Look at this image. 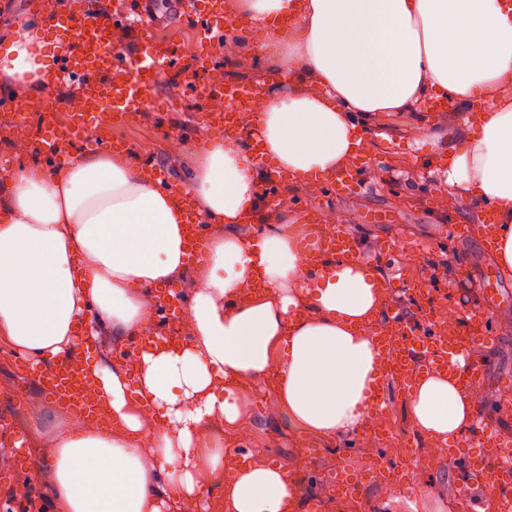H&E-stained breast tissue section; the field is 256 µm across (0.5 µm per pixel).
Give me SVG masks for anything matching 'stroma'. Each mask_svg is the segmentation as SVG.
Segmentation results:
<instances>
[{"label":"stroma","mask_w":512,"mask_h":512,"mask_svg":"<svg viewBox=\"0 0 512 512\" xmlns=\"http://www.w3.org/2000/svg\"><path fill=\"white\" fill-rule=\"evenodd\" d=\"M123 12L146 11L156 21L149 33L129 30L121 43L122 52L136 54L142 39L162 52H177L191 58L200 40L193 23L183 12L171 11L166 0H113ZM253 46L248 58L233 60L228 50L217 54L218 70L197 67L189 80H163L159 98L172 115L173 129L158 125L153 109L141 110L133 122L112 124L97 129L98 138L122 140L138 160L152 161L162 167L171 185H179L185 173L193 166L196 152L210 135L204 117L210 111L211 100L203 88L214 73H222L224 82L253 84L271 82L272 76L263 64L265 56L276 53L279 42L269 39L265 29L254 28ZM416 117L411 112H381L371 121L372 131L366 141L371 165L379 177L364 176L358 188L337 199H329L327 187L289 188L295 202L308 203L312 210L341 209L356 217L351 230L360 244L358 253L362 262L375 266L383 279H399L398 292L387 293V302L403 304L410 312L415 332L428 330L424 318L426 309L456 308L460 317L469 323L489 324L493 339L479 342L473 351L488 364V377L479 383L483 399L482 415L488 422L487 434L497 437L512 434V420L505 412H512V397L502 396L501 387L512 385V278H503L479 235L454 236V224L479 223L481 207L462 199L456 207L437 210L435 197L444 192L443 171L431 145L417 142L414 127ZM26 370L24 361L14 351L0 345V401L14 400L11 430L21 433L29 454H36L37 444L47 437L68 416L48 400L33 384L20 386ZM274 379L258 383L248 395L250 418L244 429L225 434L228 448H260L266 462L287 470L299 489L297 512H313L319 500L317 488L334 482L338 469L364 473L370 462L350 438L326 441L297 428L284 414L275 412ZM384 397L391 408L390 422L400 446L390 448L387 458L391 463L404 462L405 443L416 448H432V441L420 434L408 415L410 394L389 384ZM39 407L45 421L32 428L30 407ZM321 447L318 458L306 456L307 444ZM458 465L441 456L431 462L427 474L414 488L405 489L408 498H416L430 487H439L442 512H471V501L485 502L484 512H499L495 502L487 500L482 484L475 483L467 491L457 486ZM381 482L371 478L363 481L348 498L331 501L325 512H385V499L380 493Z\"/></svg>","instance_id":"35a3bbf8"}]
</instances>
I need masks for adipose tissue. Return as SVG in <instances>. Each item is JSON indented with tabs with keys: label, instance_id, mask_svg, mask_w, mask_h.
Returning a JSON list of instances; mask_svg holds the SVG:
<instances>
[{
	"label": "adipose tissue",
	"instance_id": "ef3b65f1",
	"mask_svg": "<svg viewBox=\"0 0 512 512\" xmlns=\"http://www.w3.org/2000/svg\"><path fill=\"white\" fill-rule=\"evenodd\" d=\"M250 44L253 24L277 39L269 61L287 94L260 90L238 112L256 139L212 137L186 177L190 202L158 187L130 152L99 151L57 171L13 169L0 182V341L37 363L73 355L81 334L127 342L148 332L157 289H188L176 347L140 345L134 362L91 364L105 428L66 425L41 462L55 512H165L167 498L204 503L224 454L213 432L248 418L247 397L275 376V409L299 429L338 437L363 429L377 377L370 325L384 283L373 266L326 255L316 273L288 227V206L257 231L268 171L290 183L330 180L356 160L377 112L431 101L464 114L469 134L449 148L452 198L494 202L498 267L512 275V0H226ZM29 32L0 52V79L23 100L43 84ZM210 228L208 259H186V212ZM474 396L441 371L425 373L410 416L432 441L471 432ZM152 433L153 443L141 437ZM224 512H296L287 470L260 461L224 482Z\"/></svg>",
	"mask_w": 512,
	"mask_h": 512
}]
</instances>
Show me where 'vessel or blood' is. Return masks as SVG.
<instances>
[{"label": "vessel or blood", "instance_id": "vessel-or-blood-1", "mask_svg": "<svg viewBox=\"0 0 512 512\" xmlns=\"http://www.w3.org/2000/svg\"><path fill=\"white\" fill-rule=\"evenodd\" d=\"M193 8L197 25L208 36L207 43L201 46L204 63L216 67L210 45L231 39L235 28L225 22L221 0H195ZM30 10L41 20L37 33L40 58L57 84L77 85L82 104L81 110L71 112L64 125L56 124L52 115L61 109L69 110L68 101L51 98L49 107L36 112L29 111L26 104L16 105L15 113L22 116L26 135L38 142L45 158L60 164L68 162L72 145L90 138L100 110L123 117L134 108L157 107L155 90L161 75L164 70L179 67L180 57L172 52L160 59L148 47L134 57L114 49L113 32L117 27L131 24L130 15L93 6L91 0H70L63 11L54 9L49 0H31ZM209 89L212 96L221 99L222 114L227 119L250 102L251 90L246 86L239 88L219 82L210 84ZM351 243L352 235L346 226L338 225L328 231L320 223L302 224L298 239L299 246L309 257L328 250L346 256L351 252ZM376 338L381 352L380 383L369 390L366 405L377 411L387 408L381 397L383 382H397L409 392L422 373L450 370L457 372L463 385L472 390L487 369L478 359L459 366L457 357L466 349L461 338L435 347L430 345L427 336L412 333L398 319L379 328ZM30 380L65 409L88 419L100 413L101 398L95 379L82 369L80 359L69 357L43 364L32 370ZM5 441L12 449V464L0 481L9 485L17 477L29 473L32 462L19 436H6ZM502 453V448L498 447L492 449L490 455L475 456L458 445L448 451L450 458L465 460L463 481L485 477L511 489L512 473L487 465L488 456L497 457Z\"/></svg>", "mask_w": 512, "mask_h": 512}]
</instances>
